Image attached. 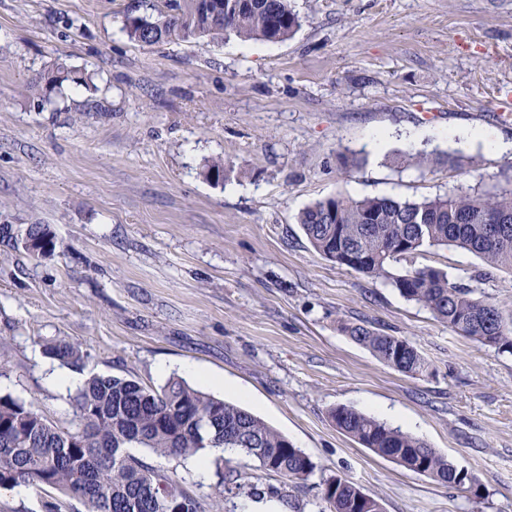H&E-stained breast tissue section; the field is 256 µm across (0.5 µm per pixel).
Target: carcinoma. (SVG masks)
<instances>
[{
	"instance_id": "1",
	"label": "carcinoma",
	"mask_w": 512,
	"mask_h": 512,
	"mask_svg": "<svg viewBox=\"0 0 512 512\" xmlns=\"http://www.w3.org/2000/svg\"><path fill=\"white\" fill-rule=\"evenodd\" d=\"M154 21L128 19V38L142 46L221 39L282 42L301 26L288 0H245L213 16L207 0H161ZM311 246L326 259L373 279H385L408 301L427 309L455 334L512 354V319L474 288L434 267L393 274V263L427 247L454 246L493 269L512 270V190L451 194L419 202L392 197L329 198L298 216ZM37 240L42 251L26 241ZM0 242L34 258L53 255L43 224L17 235L0 224ZM351 339L395 371L419 376L429 366L406 339L364 325L345 327ZM46 352L60 365L79 367L81 345L51 340ZM70 426L53 424L33 404L0 393V489L20 483L79 501L84 512H204L202 504L166 473L132 455L141 447L159 457L187 458L208 447L235 448L259 468L287 482L306 480L316 464L287 436L252 412L202 392L180 378L147 387L127 377L93 375L72 397ZM336 428L361 447L443 483H474L441 451L398 428L346 406L331 411ZM211 512H224L237 478L216 472ZM329 512H376L381 498L330 477L320 488Z\"/></svg>"
}]
</instances>
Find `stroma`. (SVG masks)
<instances>
[{"mask_svg":"<svg viewBox=\"0 0 512 512\" xmlns=\"http://www.w3.org/2000/svg\"><path fill=\"white\" fill-rule=\"evenodd\" d=\"M284 42L228 36L143 47L124 31L139 0H0V224L49 227L53 256L0 243V339L12 360L0 392L58 426L71 390L50 384L51 339L80 343L82 377L163 385L194 367L204 385L286 435L315 462L288 484L283 512H328L340 476L384 512H512V355L466 340L387 281L310 245L298 213L330 197L419 201L512 188V0H291ZM62 67L49 102L29 88ZM82 84H75V77ZM384 133L381 148L371 139ZM433 158L432 171L413 155ZM224 178H207L214 159ZM415 266L447 272L512 318V272L456 247ZM406 338L428 361L409 377L345 333ZM384 418L444 453L476 485H448L362 448L330 411ZM135 456L209 504L215 470L246 472L227 512L278 477L242 455Z\"/></svg>","mask_w":512,"mask_h":512,"instance_id":"obj_1","label":"stroma"}]
</instances>
